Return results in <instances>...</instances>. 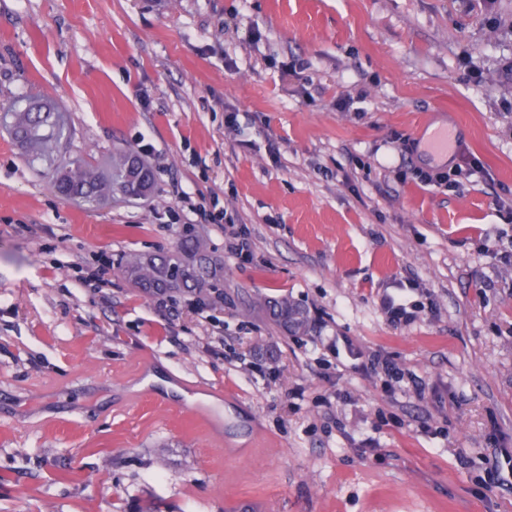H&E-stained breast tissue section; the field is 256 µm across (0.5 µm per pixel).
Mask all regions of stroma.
<instances>
[{
	"mask_svg": "<svg viewBox=\"0 0 512 512\" xmlns=\"http://www.w3.org/2000/svg\"><path fill=\"white\" fill-rule=\"evenodd\" d=\"M1 103L155 189L63 198L0 121V512H512V0H0ZM442 125L455 189L399 148ZM193 226L217 288H135ZM475 169H478V166L475 163H471L469 167L465 168L462 165H458L453 172L443 169H417L415 174L422 183L445 184L448 188H455L460 183L455 177L468 179ZM269 304L272 315L286 330L295 334L305 331L307 317L303 311L288 305L286 301L277 300ZM362 367L365 371H368L376 378H379V380L382 381V386L385 390L388 391L391 389V383L388 380L389 378L392 379L394 376V368L391 362L382 358L379 354L373 353L365 358ZM385 377L388 379H385Z\"/></svg>",
	"mask_w": 512,
	"mask_h": 512,
	"instance_id": "obj_1",
	"label": "stroma"
}]
</instances>
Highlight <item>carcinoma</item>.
<instances>
[{
  "label": "carcinoma",
  "mask_w": 512,
  "mask_h": 512,
  "mask_svg": "<svg viewBox=\"0 0 512 512\" xmlns=\"http://www.w3.org/2000/svg\"><path fill=\"white\" fill-rule=\"evenodd\" d=\"M67 128V119L60 112L38 110L12 113L11 129L15 138L26 148L31 161L51 162L57 144ZM139 156L131 151L112 155L108 174L79 158L60 164L55 173L53 187L67 199H81L93 204L97 198L119 194L124 198L142 197L151 192L155 180L151 169L141 164L148 189L135 188L131 179V162ZM200 235L191 232L181 238L175 250L149 257L132 256L122 267L136 287L143 292L165 293L186 291L201 294L216 288V268L209 256L198 246ZM270 310L286 330L299 333L307 326V317L300 309L286 301H273Z\"/></svg>",
  "instance_id": "carcinoma-1"
}]
</instances>
